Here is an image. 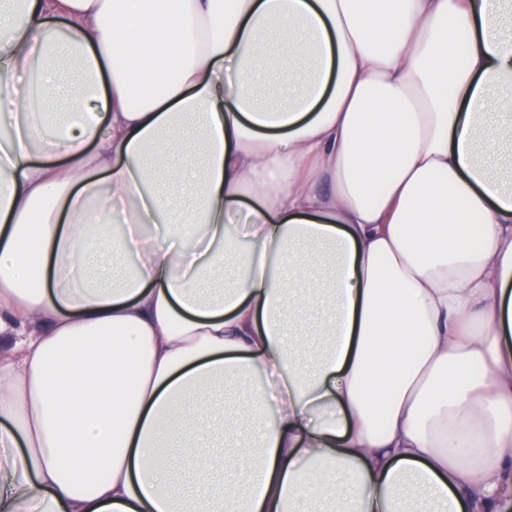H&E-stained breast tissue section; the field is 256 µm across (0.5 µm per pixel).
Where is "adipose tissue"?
Returning <instances> with one entry per match:
<instances>
[{"mask_svg": "<svg viewBox=\"0 0 512 512\" xmlns=\"http://www.w3.org/2000/svg\"><path fill=\"white\" fill-rule=\"evenodd\" d=\"M336 504L512 512V0H0V512Z\"/></svg>", "mask_w": 512, "mask_h": 512, "instance_id": "ef3b65f1", "label": "adipose tissue"}]
</instances>
